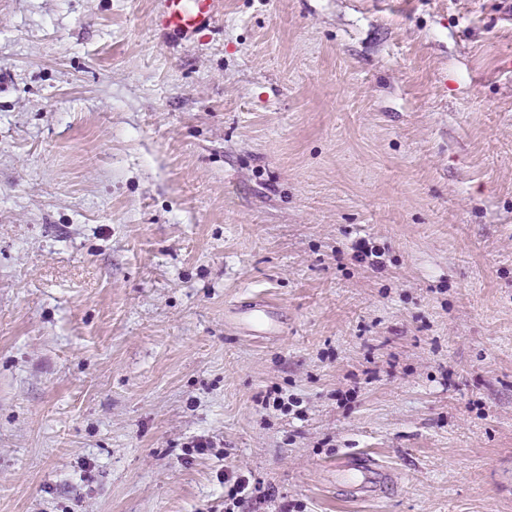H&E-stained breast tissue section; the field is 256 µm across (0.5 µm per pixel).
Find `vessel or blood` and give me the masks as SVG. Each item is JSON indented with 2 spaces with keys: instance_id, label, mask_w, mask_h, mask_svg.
Instances as JSON below:
<instances>
[{
  "instance_id": "1",
  "label": "vessel or blood",
  "mask_w": 512,
  "mask_h": 512,
  "mask_svg": "<svg viewBox=\"0 0 512 512\" xmlns=\"http://www.w3.org/2000/svg\"><path fill=\"white\" fill-rule=\"evenodd\" d=\"M221 12L220 0H158L152 16L153 25L188 42H198L213 32ZM235 313L247 318L250 330L256 336L274 335L270 322V305L264 301L236 305ZM333 471H358L363 481L353 487L349 499L373 496L378 485L390 482L389 473L368 453L354 452L341 455L331 462Z\"/></svg>"
}]
</instances>
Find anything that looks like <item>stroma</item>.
Returning <instances> with one entry per match:
<instances>
[{
    "mask_svg": "<svg viewBox=\"0 0 512 512\" xmlns=\"http://www.w3.org/2000/svg\"><path fill=\"white\" fill-rule=\"evenodd\" d=\"M223 6L0 0V512H512V7ZM220 0H158L152 24L187 42H200L215 29ZM270 304L266 301H253L235 305V313L247 318L253 336H272L275 329L270 322ZM328 467L336 473H345L353 469L361 474L363 482L353 487L347 494L350 500L371 497L380 483L391 482L389 473L379 466L370 454L365 452L340 455ZM233 478V483L228 490L227 499H225L224 502L225 512H239L238 509L242 507L247 499L252 498V494H254L253 489L250 488L249 479L244 475L235 477L226 476V478H224V484L231 482Z\"/></svg>",
    "mask_w": 512,
    "mask_h": 512,
    "instance_id": "obj_1",
    "label": "stroma"
}]
</instances>
